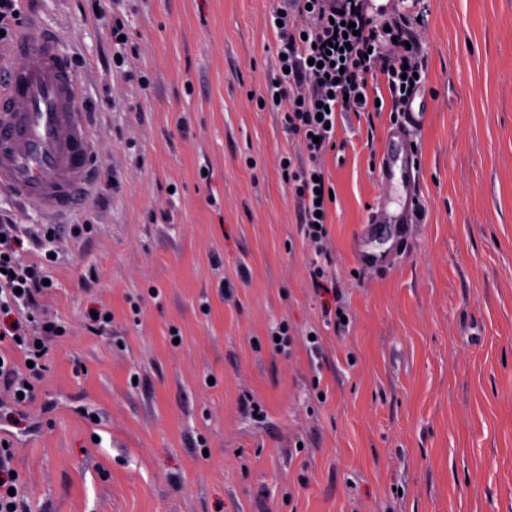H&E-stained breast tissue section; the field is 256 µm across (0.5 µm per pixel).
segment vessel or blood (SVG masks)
I'll list each match as a JSON object with an SVG mask.
<instances>
[{
    "instance_id": "1",
    "label": "vessel or blood",
    "mask_w": 512,
    "mask_h": 512,
    "mask_svg": "<svg viewBox=\"0 0 512 512\" xmlns=\"http://www.w3.org/2000/svg\"><path fill=\"white\" fill-rule=\"evenodd\" d=\"M15 51L23 58L7 86H0V187L48 214L72 210L90 190V114L57 36L34 31ZM425 113H405L391 133L398 151L384 152L377 176L388 187L402 186L415 198L417 179L408 162V134L422 126ZM372 224H408L411 214L374 206Z\"/></svg>"
}]
</instances>
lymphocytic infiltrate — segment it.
Here are the masks:
<instances>
[{
	"label": "lymphocytic infiltrate",
	"mask_w": 512,
	"mask_h": 512,
	"mask_svg": "<svg viewBox=\"0 0 512 512\" xmlns=\"http://www.w3.org/2000/svg\"><path fill=\"white\" fill-rule=\"evenodd\" d=\"M355 23L346 34V23ZM418 16L401 12L392 17L372 13L368 0H276L267 25L279 42L276 77L263 97L264 105L280 112L288 135L298 138L301 154L283 153L279 160L284 186L294 199L300 232L314 257L307 273L313 287L334 290L326 212L333 187L321 159L333 146L334 125L344 112H373L368 78L382 75L393 112L403 114L425 87L427 61L414 28ZM335 50H326V43ZM23 228L0 224V384L10 391L11 407L0 406V512L21 507L22 482L13 468L9 426L15 425L13 405L32 403L49 369L50 343L60 323L38 312L50 288L46 281L56 261L51 245L56 227L44 225L40 242L46 251L23 261L17 246Z\"/></svg>",
	"instance_id": "lymphocytic-infiltrate-1"
}]
</instances>
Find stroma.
<instances>
[{"mask_svg": "<svg viewBox=\"0 0 512 512\" xmlns=\"http://www.w3.org/2000/svg\"><path fill=\"white\" fill-rule=\"evenodd\" d=\"M270 6L21 4L25 27L59 33L97 139L68 214L0 191V219L58 227L43 303L67 328L12 430L23 512H512V0H425L404 240L363 234L395 113L338 118L332 296L308 280L280 116L249 99L273 76ZM116 12L149 88L112 66ZM72 224L96 232L77 241ZM362 249L388 260L362 265ZM282 320L297 339L275 353Z\"/></svg>", "mask_w": 512, "mask_h": 512, "instance_id": "obj_1", "label": "stroma"}]
</instances>
